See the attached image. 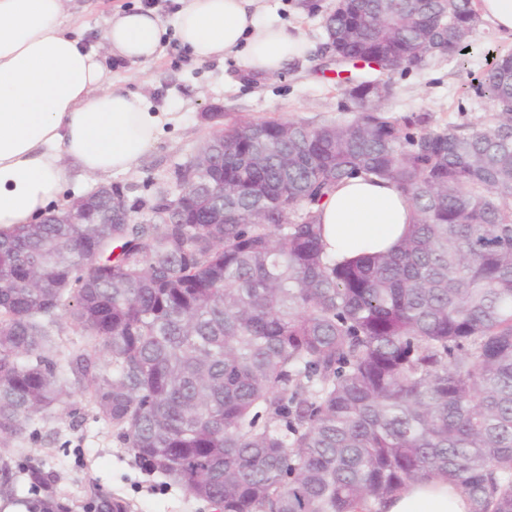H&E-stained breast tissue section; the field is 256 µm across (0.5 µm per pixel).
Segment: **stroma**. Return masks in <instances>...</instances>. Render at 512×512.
Listing matches in <instances>:
<instances>
[{
	"label": "stroma",
	"mask_w": 512,
	"mask_h": 512,
	"mask_svg": "<svg viewBox=\"0 0 512 512\" xmlns=\"http://www.w3.org/2000/svg\"><path fill=\"white\" fill-rule=\"evenodd\" d=\"M336 0H263L267 17L300 29L310 46L281 73L257 78L242 74L233 61L196 63L174 37H166L159 57L145 65L109 61L113 86L138 93L150 111L161 113L158 141L129 171L113 175L129 202L149 203L171 195L177 172L220 128L265 120L319 125L351 119L354 105L336 63L324 50V19ZM148 5L172 26L180 0H75L72 30L103 46L112 13ZM463 52L421 70L390 74L392 93L381 103L386 116L427 114L430 126H483L496 112L477 88L493 57L512 53V36L481 22L463 43ZM15 462L33 459L53 480L56 497L81 512L94 491L117 497L127 512H215L181 486L142 469L110 424L97 417L83 397L66 410L31 423L25 439L8 443Z\"/></svg>",
	"instance_id": "stroma-1"
}]
</instances>
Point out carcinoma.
Listing matches in <instances>:
<instances>
[{"label":"carcinoma","mask_w":512,"mask_h":512,"mask_svg":"<svg viewBox=\"0 0 512 512\" xmlns=\"http://www.w3.org/2000/svg\"><path fill=\"white\" fill-rule=\"evenodd\" d=\"M478 21L473 0H337L328 52L385 87L353 119L217 132L177 186L180 224L142 202L110 224L95 193L0 233V444L81 394L223 512H381L437 477L469 512H512V55L481 82L493 125L378 108L383 76L453 56ZM356 176L391 181L414 219L394 250L338 261L318 209ZM63 314L92 343L59 358ZM18 469L36 512L65 509L41 465ZM17 481L0 454V492Z\"/></svg>","instance_id":"obj_1"}]
</instances>
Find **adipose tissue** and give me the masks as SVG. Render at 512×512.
<instances>
[{"mask_svg":"<svg viewBox=\"0 0 512 512\" xmlns=\"http://www.w3.org/2000/svg\"><path fill=\"white\" fill-rule=\"evenodd\" d=\"M261 0H182L173 33L196 62L233 60L246 75L273 76L309 45L262 15ZM71 0H0V232L38 223L77 177L107 180L129 171L156 143L158 114L114 87L105 56L148 64L166 30L150 9L113 13L108 49L72 33ZM413 208L386 180L336 185L319 214L327 254L339 260L394 249ZM382 512H469L447 479L416 482Z\"/></svg>","mask_w":512,"mask_h":512,"instance_id":"ef3b65f1","label":"adipose tissue"}]
</instances>
